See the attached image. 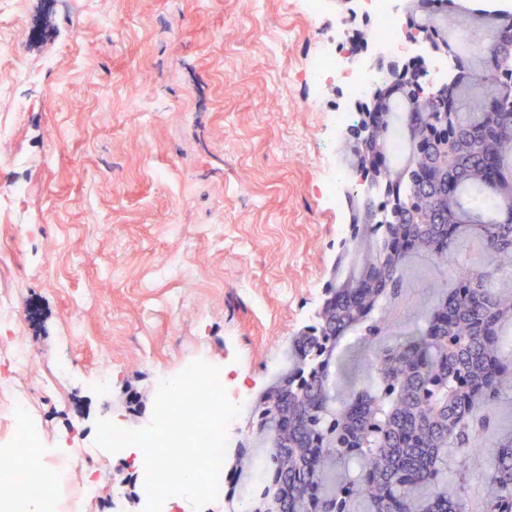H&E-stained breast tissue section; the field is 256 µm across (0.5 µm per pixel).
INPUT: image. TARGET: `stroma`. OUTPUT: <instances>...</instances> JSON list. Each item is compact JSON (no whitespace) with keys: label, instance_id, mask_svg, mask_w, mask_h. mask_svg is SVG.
I'll return each instance as SVG.
<instances>
[{"label":"stroma","instance_id":"stroma-1","mask_svg":"<svg viewBox=\"0 0 512 512\" xmlns=\"http://www.w3.org/2000/svg\"><path fill=\"white\" fill-rule=\"evenodd\" d=\"M26 61L41 81L20 87L28 110L0 155L23 162L0 176L27 184L20 210L0 221V295L16 294L21 334L33 354L17 378L47 440L67 434L76 447L95 441L104 411L131 428L150 424L160 372L203 358L231 364L253 396L287 373L299 330L311 322L331 275L347 209L320 191L342 164L347 142L325 112L342 99L326 87L308 105L304 62L318 32L335 27L341 6L318 25L295 0H79L43 15ZM296 36L287 53L264 55L282 28ZM80 40H73L74 31ZM138 68L143 80L124 74ZM64 92L50 99L42 87ZM288 100L272 120L274 90ZM152 120L140 138L130 129ZM38 227L27 248L19 226ZM182 227L181 236L170 225ZM176 255L177 267L155 260ZM398 306L384 312V342L422 323L449 287L448 268L410 260ZM83 301L81 312L72 305ZM81 338L66 344L71 323ZM112 354L106 391L92 383ZM371 345L342 341L335 395L343 399L373 375ZM72 362L56 399L35 387L55 365ZM61 512H140L141 488L124 455L103 453L96 499L76 493Z\"/></svg>","mask_w":512,"mask_h":512}]
</instances>
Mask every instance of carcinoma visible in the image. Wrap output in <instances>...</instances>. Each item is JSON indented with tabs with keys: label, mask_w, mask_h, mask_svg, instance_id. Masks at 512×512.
Instances as JSON below:
<instances>
[{
	"label": "carcinoma",
	"mask_w": 512,
	"mask_h": 512,
	"mask_svg": "<svg viewBox=\"0 0 512 512\" xmlns=\"http://www.w3.org/2000/svg\"><path fill=\"white\" fill-rule=\"evenodd\" d=\"M487 63V92L475 97L471 72L458 66L444 98L407 112L412 147L403 165L387 169L389 103L427 93L396 81L379 92L375 133L365 148L351 142L349 166L383 168L373 186L382 199L352 204L350 239L367 253L336 288L312 340L293 348L291 367L266 392L286 395L271 452L270 485L247 512H512V437L490 451L483 490L472 498L469 465L474 439L492 429L495 409L512 391L504 325L512 322V291L495 274L512 271V55ZM446 138L448 174L430 178L433 154L418 145ZM397 208L395 223L371 224L368 207ZM422 213L431 224H412ZM491 238V268L458 263L470 238ZM425 253L458 265L451 289L423 325L385 346L376 389L339 403L333 396V353L342 340L374 344L387 302L401 292L407 259Z\"/></svg>",
	"instance_id": "obj_1"
}]
</instances>
